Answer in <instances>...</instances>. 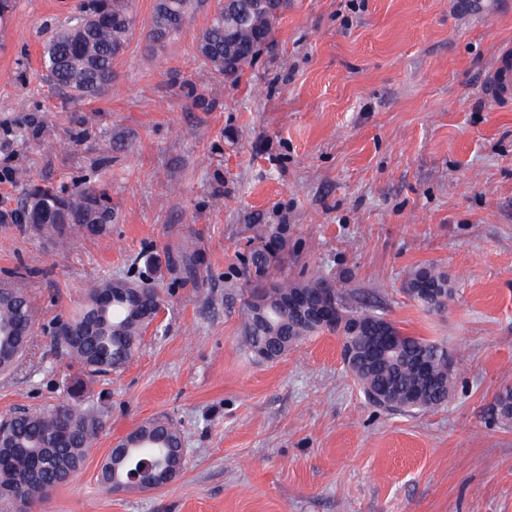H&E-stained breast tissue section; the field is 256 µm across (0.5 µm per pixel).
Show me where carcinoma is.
Wrapping results in <instances>:
<instances>
[{
	"mask_svg": "<svg viewBox=\"0 0 512 512\" xmlns=\"http://www.w3.org/2000/svg\"><path fill=\"white\" fill-rule=\"evenodd\" d=\"M197 0H162L155 3L152 41L169 42L180 35L195 11ZM280 18L269 17L254 0H227L211 16L202 32L198 50L213 70L224 74V47L233 43L244 52L237 64L242 72L273 39ZM136 17L131 0H81L79 16L56 32L44 45L42 63L55 87L82 100H92L112 86L114 62L123 54L135 32ZM15 182L23 197L9 211L12 222L34 224L35 231L65 250L78 236H105L116 220L112 201L103 189L76 187L60 192L44 187V208L35 213L26 206L36 186L26 172L17 169ZM65 200V210L54 200ZM246 231L247 298L241 310L245 350L269 360L281 358L301 341L325 332L320 322L299 319L288 308V299L312 296L330 280L316 271L306 279L282 273L288 255V225L249 224ZM205 265L199 250L181 249L172 254L169 267L182 282H193ZM404 293L421 307L437 310L448 302V273L435 264L413 267L405 280ZM161 299L156 285L147 280L113 278L97 281L84 303L60 321L65 329L84 320L96 328L67 340L53 337L55 346L75 362L88 381L123 368L138 352L144 333L152 322L151 312ZM21 320L33 322V311L20 285L0 287V326ZM393 341L386 359L366 367H351L348 373L368 400L379 406L418 413L442 407L452 391L458 367L447 368L444 343L411 336L390 324ZM380 335L378 323L342 339V348L357 349ZM24 359V348L15 338L0 331V372H8ZM497 418L512 423V387L505 386L495 397ZM102 426L97 413L79 403L60 402L13 412L0 418L4 441L20 453L0 458V496L19 497L25 509L43 501L42 487L58 488L69 483L82 469ZM133 441L122 454L109 453L99 482L107 492L144 490L143 483L162 471L169 458L183 459L179 431L155 420L147 421L131 434Z\"/></svg>",
	"mask_w": 512,
	"mask_h": 512,
	"instance_id": "1",
	"label": "carcinoma"
}]
</instances>
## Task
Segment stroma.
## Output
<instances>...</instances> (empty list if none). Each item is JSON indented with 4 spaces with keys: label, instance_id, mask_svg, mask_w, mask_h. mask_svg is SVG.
<instances>
[{
    "label": "stroma",
    "instance_id": "1",
    "mask_svg": "<svg viewBox=\"0 0 512 512\" xmlns=\"http://www.w3.org/2000/svg\"><path fill=\"white\" fill-rule=\"evenodd\" d=\"M218 2L199 0L156 47L154 0H135L114 86L91 101L59 93L41 65L78 0H17L0 18V210L22 169L105 189L118 212L109 234L64 251L0 222V283L24 279L34 311L22 366L0 373V415L69 400L82 374L51 331L95 281L148 278L163 296L136 357L84 392L102 428L39 512H512V423L494 412L512 386V110L483 92L512 43V0H293L234 80L197 56ZM249 224L287 225L289 276L322 270L353 306L447 344L459 364L447 404H372L330 333L252 358ZM183 246L207 259L193 283L167 269ZM428 263L448 273L442 311L403 291ZM152 419L180 431L181 473L105 493L114 441Z\"/></svg>",
    "mask_w": 512,
    "mask_h": 512
}]
</instances>
